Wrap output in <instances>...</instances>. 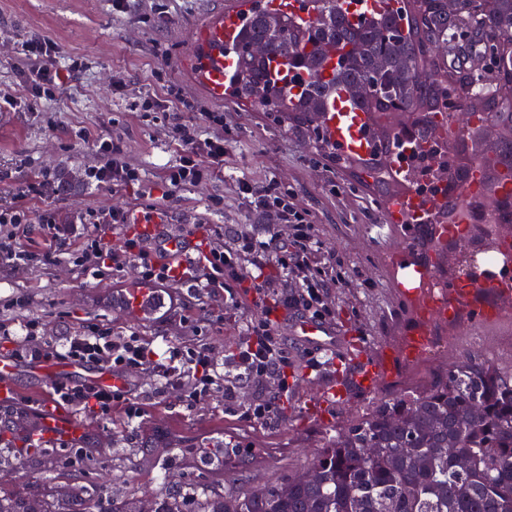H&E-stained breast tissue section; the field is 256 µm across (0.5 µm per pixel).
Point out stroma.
<instances>
[{"label": "stroma", "mask_w": 512, "mask_h": 512, "mask_svg": "<svg viewBox=\"0 0 512 512\" xmlns=\"http://www.w3.org/2000/svg\"><path fill=\"white\" fill-rule=\"evenodd\" d=\"M236 0H169L166 13H157L154 0H134L128 13H117L111 0H0V98L23 92L28 62L18 55L19 42L34 35L48 38L61 50L60 64L82 60L60 98L39 99L29 109L0 111V191L18 189L50 171L63 185L48 200L27 198L33 215L54 212L58 223L75 224L91 211L125 205L130 193L93 188L85 171L97 163L90 137L107 134L120 144L126 161L141 169L140 188L147 201L165 216L166 228L180 235L190 224H250L238 193L240 179L262 182L277 178L296 194V201L315 217L317 234L328 249L339 252L370 282L366 288H336L333 331L349 333L366 351L379 355L398 348L415 322L411 306L400 297L391 277L393 252L403 239L401 225L388 222L378 192L358 183L309 140L305 132L289 128L287 119L272 121L230 101L211 98L183 64L191 52V33L213 13L234 8ZM169 85L211 112L224 115L231 142L224 170L209 181L180 191L161 182L163 167L175 164L178 148L166 124L139 112L137 103L147 92ZM339 192H331V184ZM224 199L221 211L208 209L210 198ZM139 271L128 267L114 281L100 282L82 274L67 260L9 274L0 272V317L9 318L5 303L15 293L27 294L24 317L42 322L45 335L88 323L112 325L114 331L133 329L158 353H165L171 337L184 335L179 321L159 319L147 308L129 306L124 287L136 285ZM221 299L193 300L190 319H207L208 333L220 355H231L246 338L240 321L224 319ZM481 321L456 325L447 321L431 328L429 348L417 362L397 361L394 373L372 391L352 389L342 402L332 403L323 415L312 416L307 404L356 364L344 345L309 358L299 354L296 382L284 401L278 422L265 426L225 415L224 400L214 396L208 405L191 410L177 393L158 398L156 378L146 371L138 378L146 414L141 424L126 425L113 437L108 471L113 490L150 489L146 477H133L131 449L145 441L159 443L179 437L187 445L197 438L221 433L258 453L244 466L231 467L237 482L253 487L282 481L305 468L325 432L382 396L410 386H425L432 373L458 363L471 350L464 336L480 330Z\"/></svg>", "instance_id": "1"}]
</instances>
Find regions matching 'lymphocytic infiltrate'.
Instances as JSON below:
<instances>
[{
    "mask_svg": "<svg viewBox=\"0 0 512 512\" xmlns=\"http://www.w3.org/2000/svg\"><path fill=\"white\" fill-rule=\"evenodd\" d=\"M21 53L30 63L29 76L24 92L5 100V107L12 109L29 106L34 98L55 97L68 72L81 66L75 60L67 69L58 68L60 48L44 38L24 42ZM141 109L171 123L179 160L162 172L170 189L198 185L223 170V113H205L200 122L189 119L196 106L173 85L161 94L146 95ZM206 124L213 126V134L203 133ZM93 147L99 162L86 170L87 184L108 187L117 194L143 182L141 171L124 160L112 137L95 138ZM238 191L249 211L261 216V223L203 225L205 250L192 271L178 275L148 239L129 229L130 208L92 212L78 224L56 223L49 211L33 219L23 201L31 195L48 198L56 194L54 177L41 176L0 203V271L48 265L65 255L83 273L103 281L133 263L140 269L142 284L153 288L165 315L182 312L191 294L220 297L228 311L249 306V313L241 317L247 340L232 356L233 373H226L215 347L204 342L208 326L204 320L195 321L191 335L169 347L164 357L136 331L117 334L107 324H88L51 338L35 320H24L21 336L11 324L0 323V344L6 345L9 360L26 366L63 363L119 377L120 385L112 387L92 379L62 378L52 383L56 404L76 413H91L103 425L116 411L129 423L141 421L143 402L134 385L136 376L148 369L158 379L157 395L176 389L187 407L207 404L220 393L225 412L245 422L267 425L279 420L295 358L282 332L283 316L322 324L333 321L336 310L329 289L349 287L361 281L362 274L345 267L338 252L325 249L311 211L299 206L293 191L278 180L271 178L258 185L242 179ZM116 229L121 235L114 244L108 234ZM37 236L42 245H34ZM243 389L251 395L242 404L238 394Z\"/></svg>",
    "mask_w": 512,
    "mask_h": 512,
    "instance_id": "obj_1",
    "label": "lymphocytic infiltrate"
}]
</instances>
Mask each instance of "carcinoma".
I'll list each match as a JSON object with an SVG mask.
<instances>
[{
	"mask_svg": "<svg viewBox=\"0 0 512 512\" xmlns=\"http://www.w3.org/2000/svg\"><path fill=\"white\" fill-rule=\"evenodd\" d=\"M254 6L235 46L237 78L229 97L256 112L306 132L339 168L388 199L410 189L396 155L411 144L418 160L446 182L434 224L451 225L461 201L451 189L481 173L479 197L494 202L484 220L512 221V202L498 189L512 179V0H380L366 14L345 0H308L313 19L302 23ZM474 35L490 66L448 63L438 49ZM336 59L332 77L326 64ZM275 61L288 66L299 89L271 78ZM340 87L371 115L370 152L342 153L321 122L324 100ZM476 115L453 144L459 112ZM424 254L445 275L443 238L426 236ZM33 461L59 469L52 484L11 473L22 462L0 446V512H512V368L469 356L411 388L371 403L345 427L327 434L307 467L261 489L225 481L224 469L193 449L142 448L137 471L167 474L150 494L112 495L103 467L112 456H81L51 444L30 449ZM194 504V510L187 509Z\"/></svg>",
	"mask_w": 512,
	"mask_h": 512,
	"instance_id": "cac0c4a2",
	"label": "carcinoma"
}]
</instances>
